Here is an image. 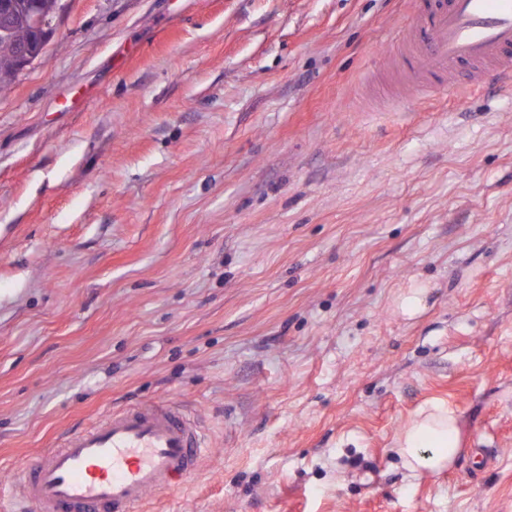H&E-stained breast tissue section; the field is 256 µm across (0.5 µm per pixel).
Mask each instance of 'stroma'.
<instances>
[{
	"mask_svg": "<svg viewBox=\"0 0 512 512\" xmlns=\"http://www.w3.org/2000/svg\"><path fill=\"white\" fill-rule=\"evenodd\" d=\"M416 21L70 0L0 97V482L171 400L211 453L136 512H512V98H379ZM430 400L462 451L414 477ZM427 288L412 284L399 295L395 303L396 311L405 318H413L424 307ZM457 412L443 402L420 407L395 438L394 454L413 476L439 475L460 451Z\"/></svg>",
	"mask_w": 512,
	"mask_h": 512,
	"instance_id": "stroma-1",
	"label": "stroma"
}]
</instances>
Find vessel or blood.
Here are the masks:
<instances>
[{"label": "vessel or blood", "instance_id": "b4317fda", "mask_svg": "<svg viewBox=\"0 0 512 512\" xmlns=\"http://www.w3.org/2000/svg\"><path fill=\"white\" fill-rule=\"evenodd\" d=\"M420 23L389 57L415 97L454 87L457 64L469 88L512 94V0H418ZM209 449L197 424L169 400L104 415L63 437L20 477L0 484V512L16 501L33 512H135L197 470Z\"/></svg>", "mask_w": 512, "mask_h": 512}]
</instances>
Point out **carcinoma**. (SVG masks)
I'll use <instances>...</instances> for the list:
<instances>
[{
  "mask_svg": "<svg viewBox=\"0 0 512 512\" xmlns=\"http://www.w3.org/2000/svg\"><path fill=\"white\" fill-rule=\"evenodd\" d=\"M68 8L67 0H0V14L13 16L12 38L0 37V94L10 91L18 74L22 71L13 55V42H26L31 48V57L36 59L54 35V28L46 26L35 32L31 20L42 15L54 19Z\"/></svg>",
  "mask_w": 512,
  "mask_h": 512,
  "instance_id": "1",
  "label": "carcinoma"
}]
</instances>
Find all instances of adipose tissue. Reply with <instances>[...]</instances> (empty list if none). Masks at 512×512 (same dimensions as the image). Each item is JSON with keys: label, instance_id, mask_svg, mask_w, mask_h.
Returning a JSON list of instances; mask_svg holds the SVG:
<instances>
[{"label": "adipose tissue", "instance_id": "obj_1", "mask_svg": "<svg viewBox=\"0 0 512 512\" xmlns=\"http://www.w3.org/2000/svg\"><path fill=\"white\" fill-rule=\"evenodd\" d=\"M455 410L442 402L420 407L395 438L392 450L412 475L440 474L460 451Z\"/></svg>", "mask_w": 512, "mask_h": 512}]
</instances>
